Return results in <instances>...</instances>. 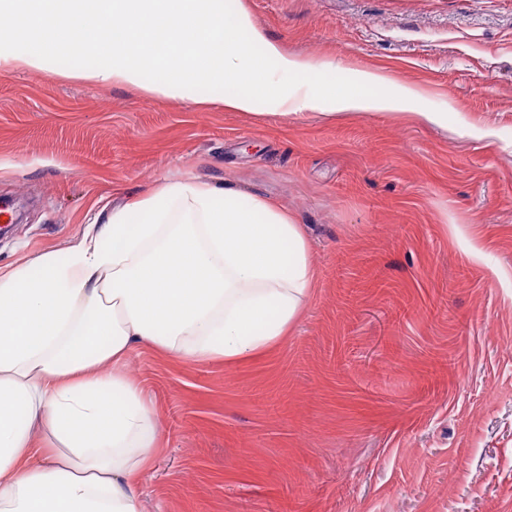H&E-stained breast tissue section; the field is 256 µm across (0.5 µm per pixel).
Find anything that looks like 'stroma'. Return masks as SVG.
Returning <instances> with one entry per match:
<instances>
[{
	"mask_svg": "<svg viewBox=\"0 0 512 512\" xmlns=\"http://www.w3.org/2000/svg\"><path fill=\"white\" fill-rule=\"evenodd\" d=\"M288 52L390 72L441 124L253 117L0 73V270L188 175L304 224L313 295L247 360L135 348L159 447L143 512H512V0H244Z\"/></svg>",
	"mask_w": 512,
	"mask_h": 512,
	"instance_id": "35a3bbf8",
	"label": "stroma"
}]
</instances>
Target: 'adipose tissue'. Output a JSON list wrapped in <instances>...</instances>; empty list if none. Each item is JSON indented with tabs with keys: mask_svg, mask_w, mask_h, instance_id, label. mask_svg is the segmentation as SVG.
Returning a JSON list of instances; mask_svg holds the SVG:
<instances>
[{
	"mask_svg": "<svg viewBox=\"0 0 512 512\" xmlns=\"http://www.w3.org/2000/svg\"><path fill=\"white\" fill-rule=\"evenodd\" d=\"M2 14L13 22L0 25V72L78 51L83 79L178 103L217 85L226 110L257 117L443 119L376 69L337 86L332 64L286 51L242 0H0ZM315 281L287 208L195 177L137 194L75 244L0 274V512H140L157 421L126 371L131 351L255 357L287 336Z\"/></svg>",
	"mask_w": 512,
	"mask_h": 512,
	"instance_id": "adipose-tissue-1",
	"label": "adipose tissue"
}]
</instances>
